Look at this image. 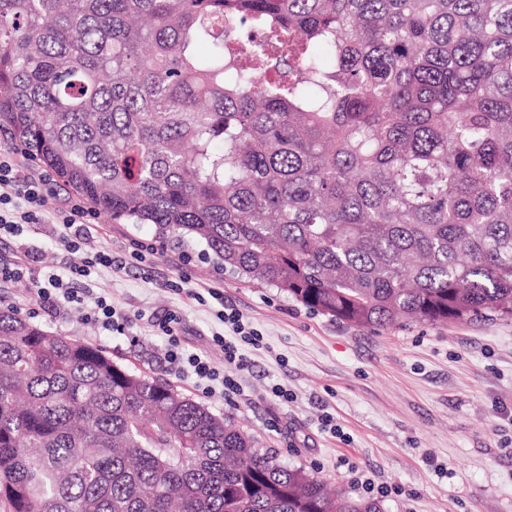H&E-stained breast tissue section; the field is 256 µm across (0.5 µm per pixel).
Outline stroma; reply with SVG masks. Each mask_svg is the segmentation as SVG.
<instances>
[{
    "mask_svg": "<svg viewBox=\"0 0 512 512\" xmlns=\"http://www.w3.org/2000/svg\"><path fill=\"white\" fill-rule=\"evenodd\" d=\"M62 232L55 224H31L21 237L2 236L0 263L23 259L36 276L66 274L72 256L58 242ZM91 232L95 249L111 252L116 264L92 267L79 285L111 298L125 318L121 331L101 329L72 309L42 310L26 281L0 285V307L163 379L254 435L280 462L349 496L364 497L353 478L368 475L388 489L380 497L385 512H512V319L400 322L370 331L279 289L214 270L198 243L172 242L131 259V241L154 242L150 225L104 218ZM184 268L190 281L172 290ZM213 287L260 335L258 346L244 348L250 368L230 398L168 370L153 328L156 319L178 312L185 347L212 353L213 335L232 331L192 294ZM275 384L292 400L273 397ZM326 416L334 430L323 428Z\"/></svg>",
    "mask_w": 512,
    "mask_h": 512,
    "instance_id": "1",
    "label": "stroma"
}]
</instances>
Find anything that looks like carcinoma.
Wrapping results in <instances>:
<instances>
[{"label": "carcinoma", "instance_id": "1", "mask_svg": "<svg viewBox=\"0 0 512 512\" xmlns=\"http://www.w3.org/2000/svg\"><path fill=\"white\" fill-rule=\"evenodd\" d=\"M1 138L338 320L512 319V0H0ZM0 502L384 512L9 308Z\"/></svg>", "mask_w": 512, "mask_h": 512}]
</instances>
